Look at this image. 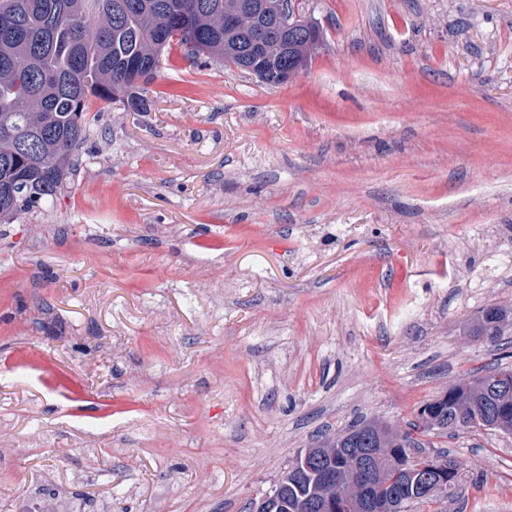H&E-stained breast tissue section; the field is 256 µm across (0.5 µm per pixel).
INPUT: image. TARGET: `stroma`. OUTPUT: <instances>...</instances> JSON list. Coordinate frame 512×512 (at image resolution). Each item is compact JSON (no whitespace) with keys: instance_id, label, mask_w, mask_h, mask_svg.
Wrapping results in <instances>:
<instances>
[{"instance_id":"stroma-1","label":"stroma","mask_w":512,"mask_h":512,"mask_svg":"<svg viewBox=\"0 0 512 512\" xmlns=\"http://www.w3.org/2000/svg\"><path fill=\"white\" fill-rule=\"evenodd\" d=\"M270 87L173 47L0 224V512H250L351 422L405 428L512 306V0H293ZM512 512V435L427 438ZM510 330V335L508 334ZM512 308L490 305L467 324L468 336H475L485 342L499 346L502 336H511Z\"/></svg>"}]
</instances>
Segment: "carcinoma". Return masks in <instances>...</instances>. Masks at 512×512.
Segmentation results:
<instances>
[{
    "mask_svg": "<svg viewBox=\"0 0 512 512\" xmlns=\"http://www.w3.org/2000/svg\"><path fill=\"white\" fill-rule=\"evenodd\" d=\"M238 0H0V223L57 199L74 174L93 104L119 100L145 109L140 78L156 70L177 44L193 54L217 55L237 68L250 66L269 86L302 69L322 40L317 24L288 32L289 46L249 42L245 33L224 29V13ZM512 330V308L490 305L467 324L470 336L499 345ZM512 367L498 363L471 381L425 402L400 442V433L374 421L349 426L317 448L307 462L292 463L268 492L273 512H305L303 503L320 497L321 472L329 467L340 482L336 494L370 495L397 512H425L439 501L420 490V468L447 473L442 495L452 500L459 465L446 450L430 452L422 437L462 431L512 434V394L495 393ZM343 448H375L366 484L358 483Z\"/></svg>",
    "mask_w": 512,
    "mask_h": 512,
    "instance_id": "cac0c4a2",
    "label": "carcinoma"
}]
</instances>
